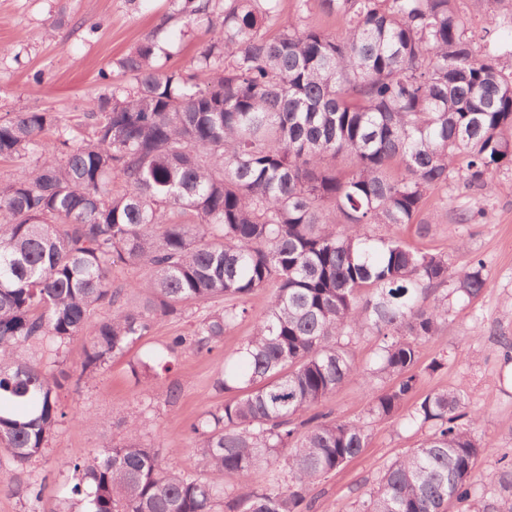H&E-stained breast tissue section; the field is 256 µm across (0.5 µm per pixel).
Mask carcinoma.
Here are the masks:
<instances>
[{
  "instance_id": "carcinoma-1",
  "label": "carcinoma",
  "mask_w": 512,
  "mask_h": 512,
  "mask_svg": "<svg viewBox=\"0 0 512 512\" xmlns=\"http://www.w3.org/2000/svg\"><path fill=\"white\" fill-rule=\"evenodd\" d=\"M215 32L187 72L147 38L118 61L114 86L73 134L54 112L0 119V457L41 456L66 417L58 377L27 347L60 357L87 341L77 380L192 305L224 300L165 353L211 350L254 292L272 293L217 387L232 397L191 426L205 475L170 468L136 431L90 463L69 462L70 512H315V485L362 453L366 426L318 410L360 376L394 378L369 414L429 427L390 462L357 512H512V463L485 473L487 444L465 397L417 391L419 346L448 321V294L472 302L482 262L453 269L371 224L413 227L451 172L482 187L512 164V71L501 21L475 30L457 0H297L343 23L332 34L282 18L280 0H179ZM53 138L45 139L47 132ZM149 272L135 287L119 265ZM453 283L451 292L441 287ZM103 308L111 310L97 317ZM379 339L362 369L345 339ZM263 471L266 481L252 487Z\"/></svg>"
}]
</instances>
